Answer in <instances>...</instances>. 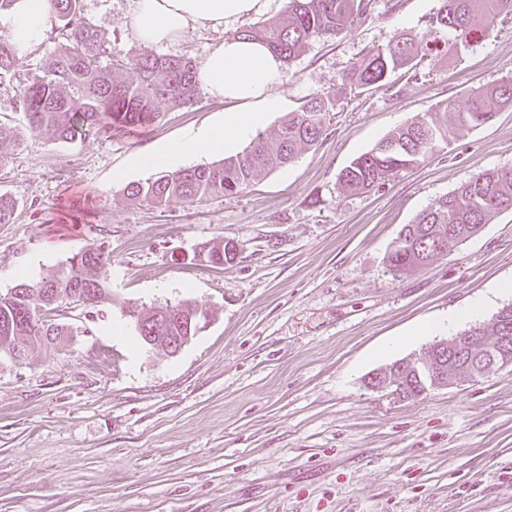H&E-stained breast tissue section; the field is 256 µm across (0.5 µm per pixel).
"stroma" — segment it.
<instances>
[{
  "label": "stroma",
  "instance_id": "1",
  "mask_svg": "<svg viewBox=\"0 0 512 512\" xmlns=\"http://www.w3.org/2000/svg\"><path fill=\"white\" fill-rule=\"evenodd\" d=\"M373 3L352 29L312 40L275 87L282 107L262 133L321 95L336 101L322 140L241 194L194 206L135 204L124 188L155 174L139 153L218 120L222 102L203 93L131 133L102 119L89 138L57 142L27 130L18 108L44 46L16 55L17 81L0 87V114L23 139L0 150V192L18 202L0 224V292L93 243L112 266L102 319L68 310L61 345L27 365L0 358V512H512V367L411 401L367 386L507 303L492 288L512 281V211L407 275L392 277L385 257L440 196L512 165V110L379 188L348 195L337 181L436 104L512 77V20L362 93L343 80L350 66L398 34L429 37L441 0ZM135 5L83 0L104 68L143 50ZM244 28L195 30L156 52L198 62ZM210 240L236 242V261L177 259ZM185 297L214 312L190 344L173 357L135 344L127 303ZM477 301L478 315L452 320Z\"/></svg>",
  "mask_w": 512,
  "mask_h": 512
}]
</instances>
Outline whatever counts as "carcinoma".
Returning a JSON list of instances; mask_svg holds the SVG:
<instances>
[{
	"label": "carcinoma",
	"mask_w": 512,
	"mask_h": 512,
	"mask_svg": "<svg viewBox=\"0 0 512 512\" xmlns=\"http://www.w3.org/2000/svg\"><path fill=\"white\" fill-rule=\"evenodd\" d=\"M55 36L46 49L40 70L31 74L19 95V109L30 129L44 132L54 141H68L80 134L91 135V118H112L122 131L158 117L161 105L180 106L199 93L196 65L189 58L144 51L112 60V72L134 70L138 80L129 83L103 70L105 53L101 33L82 16V0H51ZM372 0H287L285 11L241 32L248 40L267 43L284 62L298 56L315 38L336 37L367 15ZM512 14V0H442L430 20L432 38L416 40L401 35L353 64L346 74L349 86L362 91L386 85L391 74L415 68L424 58L440 52V44L468 43L476 47L491 23ZM16 51L0 42V85L15 76ZM512 108V77L479 87L462 98L436 105V112L455 114L447 125L422 117L390 133L374 149L350 162L338 179L346 193H360L385 184L399 173L423 163L441 142L493 120L495 109ZM335 102L312 97L295 112L288 113L272 137L257 134L241 153L218 162L198 164L132 182L125 188L127 198L153 207L172 204L192 206L213 195L230 196L262 180L272 169L290 164L299 152L316 145L330 122ZM17 201L0 194V224L12 223ZM512 210V167L477 173L426 208L412 224L401 229L385 262L393 277L427 265L434 258L474 236L497 213ZM110 255L94 244L74 254L64 265L39 281L21 279L12 287L9 300H1L0 353L15 344L23 345V362L33 360L45 346L58 345L70 335L69 326L59 319L62 307H78L89 300L91 307L106 303L109 296ZM54 298L46 323L34 325L31 316L41 302ZM187 297L165 306L173 311L156 325V335L176 338L187 335L191 314ZM482 345L499 360L512 363V347L502 349L503 336H512V310L496 313L491 326H477ZM454 339L428 346L439 360V373L419 358L399 362L390 371L391 392L409 400L433 388L434 383L452 385L479 377L469 358H452L446 353Z\"/></svg>",
	"instance_id": "1"
}]
</instances>
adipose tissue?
I'll use <instances>...</instances> for the list:
<instances>
[{
	"instance_id": "adipose-tissue-1",
	"label": "adipose tissue",
	"mask_w": 512,
	"mask_h": 512,
	"mask_svg": "<svg viewBox=\"0 0 512 512\" xmlns=\"http://www.w3.org/2000/svg\"><path fill=\"white\" fill-rule=\"evenodd\" d=\"M267 0H136L132 19L135 39L160 46L201 27H217L261 13ZM53 25L50 0H13L0 12V27L17 51L39 43ZM282 62L265 44L242 37L224 38L201 60L197 80L212 98L225 104L221 122L172 140L154 152L136 156L137 165L176 166L205 155L234 150L249 139L281 99L273 89Z\"/></svg>"
}]
</instances>
